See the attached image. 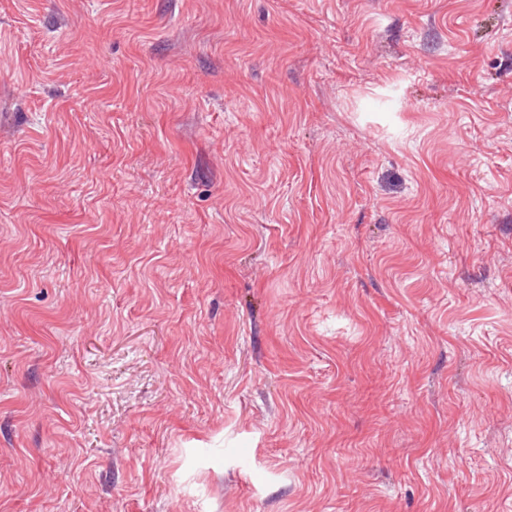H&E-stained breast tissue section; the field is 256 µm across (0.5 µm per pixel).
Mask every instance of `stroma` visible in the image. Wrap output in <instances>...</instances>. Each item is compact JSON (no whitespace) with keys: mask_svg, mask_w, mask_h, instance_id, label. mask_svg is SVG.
<instances>
[{"mask_svg":"<svg viewBox=\"0 0 512 512\" xmlns=\"http://www.w3.org/2000/svg\"><path fill=\"white\" fill-rule=\"evenodd\" d=\"M0 512H512V0H0Z\"/></svg>","mask_w":512,"mask_h":512,"instance_id":"obj_1","label":"stroma"}]
</instances>
